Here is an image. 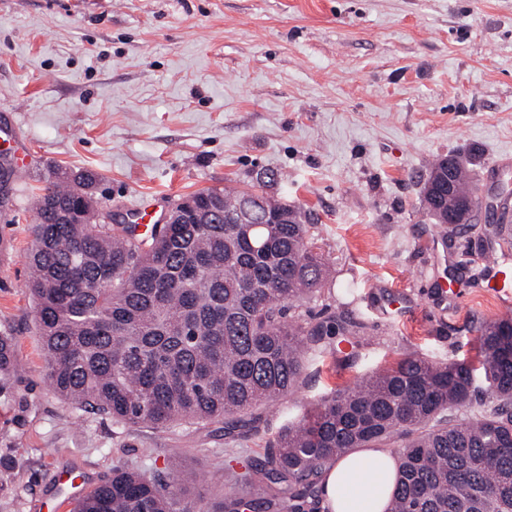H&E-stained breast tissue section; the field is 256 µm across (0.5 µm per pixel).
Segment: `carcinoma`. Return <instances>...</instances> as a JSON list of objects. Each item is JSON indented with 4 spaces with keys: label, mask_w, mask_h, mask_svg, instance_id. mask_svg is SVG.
<instances>
[{
    "label": "carcinoma",
    "mask_w": 512,
    "mask_h": 512,
    "mask_svg": "<svg viewBox=\"0 0 512 512\" xmlns=\"http://www.w3.org/2000/svg\"><path fill=\"white\" fill-rule=\"evenodd\" d=\"M473 163L454 173L442 208L481 209ZM97 175L53 171L36 204L27 286L53 391L79 411L127 428L198 429L224 424L235 440L261 431L260 409L295 393L324 322L290 315L332 284L302 209L272 224L283 203L258 190L207 188L186 196L224 218L207 224L97 223L89 188ZM84 201V217L59 210ZM482 359L438 364L407 354L395 366L339 388L302 420L284 426L224 495L202 512H313L320 478L354 448L398 443L397 486L385 512H512V316L480 325ZM16 371L13 338L0 334V387ZM491 409L476 422L451 419L469 405L478 378ZM179 492L196 481L179 464ZM74 512H193L140 471L112 477Z\"/></svg>",
    "instance_id": "obj_1"
}]
</instances>
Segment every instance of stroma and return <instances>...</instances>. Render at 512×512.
I'll use <instances>...</instances> for the list:
<instances>
[{"label":"stroma","instance_id":"35a3bbf8","mask_svg":"<svg viewBox=\"0 0 512 512\" xmlns=\"http://www.w3.org/2000/svg\"><path fill=\"white\" fill-rule=\"evenodd\" d=\"M4 119L28 158L0 218V332L17 369L0 387V512H43L71 491L61 473L91 489L123 465L170 485L176 453L199 475L200 512L231 452L258 455L330 391L406 352L478 361L498 309L486 251L512 289V237L482 213L450 231L421 207L432 160L476 147L480 197L512 210V0H0ZM56 169L98 173L104 214L215 187L307 212L336 279L301 313L332 334L259 435L128 429L51 389L26 256Z\"/></svg>","mask_w":512,"mask_h":512}]
</instances>
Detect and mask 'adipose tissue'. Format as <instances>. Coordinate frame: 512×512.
I'll return each instance as SVG.
<instances>
[{"label":"adipose tissue","instance_id":"adipose-tissue-1","mask_svg":"<svg viewBox=\"0 0 512 512\" xmlns=\"http://www.w3.org/2000/svg\"><path fill=\"white\" fill-rule=\"evenodd\" d=\"M394 482L391 450L350 452L334 461L323 475L324 506L327 512H384Z\"/></svg>","mask_w":512,"mask_h":512}]
</instances>
